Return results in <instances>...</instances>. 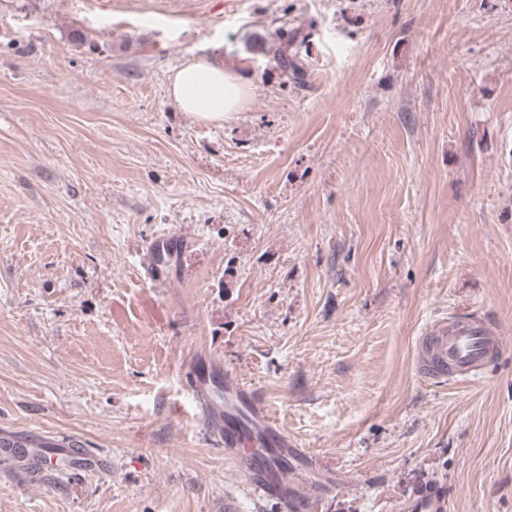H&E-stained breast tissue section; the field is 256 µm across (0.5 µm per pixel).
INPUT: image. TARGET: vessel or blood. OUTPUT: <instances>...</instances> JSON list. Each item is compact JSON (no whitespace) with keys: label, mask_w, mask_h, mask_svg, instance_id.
I'll return each instance as SVG.
<instances>
[{"label":"vessel or blood","mask_w":512,"mask_h":512,"mask_svg":"<svg viewBox=\"0 0 512 512\" xmlns=\"http://www.w3.org/2000/svg\"><path fill=\"white\" fill-rule=\"evenodd\" d=\"M196 245L194 237L170 233L153 238L146 252L149 262L144 271L153 283L164 284L171 278L173 262ZM503 350L500 336L485 324L473 319L437 322L427 334L423 357L427 371L436 374L453 372L459 377L476 376L486 363ZM228 401L212 396L208 374L195 376L189 393L205 418L218 433L226 452L240 448L287 447L288 438L272 420L253 391L241 386L233 377H225ZM0 458L36 459L54 462L67 459L73 466L105 467L103 459L86 455L80 439L63 441L47 433L20 438L8 431L0 432ZM255 488L269 495L287 497L293 486L285 472L262 470L254 479Z\"/></svg>","instance_id":"vessel-or-blood-1"}]
</instances>
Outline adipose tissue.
Segmentation results:
<instances>
[{
	"label": "adipose tissue",
	"instance_id": "adipose-tissue-1",
	"mask_svg": "<svg viewBox=\"0 0 512 512\" xmlns=\"http://www.w3.org/2000/svg\"><path fill=\"white\" fill-rule=\"evenodd\" d=\"M168 91L181 111L199 120L220 123L229 113L240 110L250 87L228 66L202 58L176 69Z\"/></svg>",
	"mask_w": 512,
	"mask_h": 512
}]
</instances>
